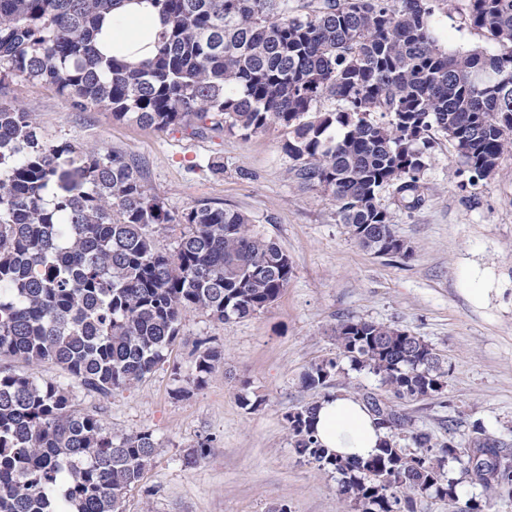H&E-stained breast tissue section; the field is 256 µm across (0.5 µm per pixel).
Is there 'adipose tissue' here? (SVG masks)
Here are the masks:
<instances>
[{
    "label": "adipose tissue",
    "mask_w": 512,
    "mask_h": 512,
    "mask_svg": "<svg viewBox=\"0 0 512 512\" xmlns=\"http://www.w3.org/2000/svg\"><path fill=\"white\" fill-rule=\"evenodd\" d=\"M160 29L152 0H126L105 16L98 46L104 55H118L136 64L155 54ZM385 435L369 409L353 396L340 393L319 400L314 436L329 452L365 459L375 453Z\"/></svg>",
    "instance_id": "1"
}]
</instances>
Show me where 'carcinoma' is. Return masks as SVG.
Wrapping results in <instances>:
<instances>
[{
    "label": "carcinoma",
    "mask_w": 512,
    "mask_h": 512,
    "mask_svg": "<svg viewBox=\"0 0 512 512\" xmlns=\"http://www.w3.org/2000/svg\"><path fill=\"white\" fill-rule=\"evenodd\" d=\"M123 0H0V94L22 77L47 84L72 108L166 131L207 128L247 139L287 134L288 173L329 195L339 223L378 257H407L381 194L420 200L432 133L462 167L486 179L512 150V0H152L162 29L154 57L131 65L95 46L105 14ZM499 47L450 50L438 16ZM333 100L338 108L320 109ZM185 231L170 252L152 229ZM294 274L288 254L243 213L200 203L173 216L117 150L49 140L29 110L0 103V358L51 363L108 395L166 360L185 309L224 323L275 302ZM339 355L398 399L439 393L447 371L418 336L347 320ZM222 352H195L196 387ZM339 369L311 366L307 388ZM366 405L386 437L367 459H343L314 438L317 405L285 415L295 452L339 476L353 512H415V495L456 503L445 470L453 438L431 437L378 399ZM418 452L401 445V434ZM470 451L492 459L472 471L489 498L512 501V464L481 424ZM149 431L116 438L75 408L52 380L0 369V512H123L151 466Z\"/></svg>",
    "instance_id": "cac0c4a2"
}]
</instances>
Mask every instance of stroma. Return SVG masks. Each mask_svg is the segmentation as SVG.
I'll use <instances>...</instances> for the list:
<instances>
[{
  "mask_svg": "<svg viewBox=\"0 0 512 512\" xmlns=\"http://www.w3.org/2000/svg\"><path fill=\"white\" fill-rule=\"evenodd\" d=\"M4 100L31 109L56 141L109 148L138 159L148 188L180 214L202 202L246 214L252 229L290 256L294 275L263 311L229 323L185 310L167 360L144 382L102 396L72 386V401L97 414L114 435L152 431L156 454L125 512H347L334 474L299 457L286 414L324 394H372L406 413L413 429L433 442L455 438L468 448L474 423L498 440L512 460V153L489 178L470 185L452 148L435 137L421 175L423 200L403 208L392 191L381 195L396 235L410 256L378 257L339 224L332 199L299 189L288 177L281 130L244 139L227 132L180 128L156 131L113 120L109 113L77 111L36 81L15 80ZM486 289L475 300L473 289ZM367 320L421 337L442 357L447 386L417 401L393 398L368 371L339 357L334 329ZM223 349L224 362L203 388L192 386L198 342ZM328 359L339 369L326 389L302 383L312 365ZM186 396H177V389ZM256 409L241 405V398ZM209 440L205 458L185 455ZM458 500L448 505L418 496L416 512H512L487 503L463 463L448 462Z\"/></svg>",
  "mask_w": 512,
  "mask_h": 512,
  "instance_id": "35a3bbf8",
  "label": "stroma"
}]
</instances>
